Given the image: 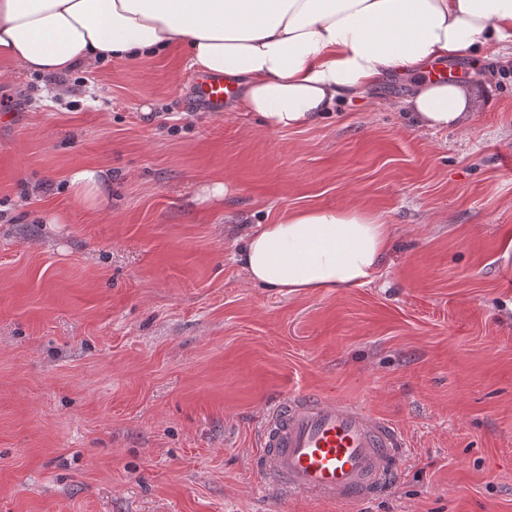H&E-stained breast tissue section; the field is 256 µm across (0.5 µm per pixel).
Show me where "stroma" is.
<instances>
[{
  "label": "stroma",
  "mask_w": 512,
  "mask_h": 512,
  "mask_svg": "<svg viewBox=\"0 0 512 512\" xmlns=\"http://www.w3.org/2000/svg\"><path fill=\"white\" fill-rule=\"evenodd\" d=\"M449 71L479 112L416 127L391 76L312 126L194 104L182 49L0 81V512H512V60ZM112 175L109 206L71 172ZM223 179L218 204L199 186ZM365 207L392 232L377 277L327 294L248 283L256 225ZM64 215L47 224L43 215ZM314 392L395 423L408 452L353 506L263 488L265 406ZM106 175L96 168H81L72 172L69 185L76 200L93 210H101L107 202Z\"/></svg>",
  "instance_id": "1"
}]
</instances>
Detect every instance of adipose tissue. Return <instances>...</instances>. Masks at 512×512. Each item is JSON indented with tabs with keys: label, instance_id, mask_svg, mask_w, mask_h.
<instances>
[{
	"label": "adipose tissue",
	"instance_id": "1",
	"mask_svg": "<svg viewBox=\"0 0 512 512\" xmlns=\"http://www.w3.org/2000/svg\"><path fill=\"white\" fill-rule=\"evenodd\" d=\"M511 38L512 0H0V59L14 67L62 75L179 46L190 67L241 80L240 109L270 129L312 125L392 75L413 80L401 106L417 126L460 127L481 98L424 71ZM69 185L103 209V170ZM389 242L369 209L303 208L259 225L238 261L252 285L329 293L370 282Z\"/></svg>",
	"mask_w": 512,
	"mask_h": 512
}]
</instances>
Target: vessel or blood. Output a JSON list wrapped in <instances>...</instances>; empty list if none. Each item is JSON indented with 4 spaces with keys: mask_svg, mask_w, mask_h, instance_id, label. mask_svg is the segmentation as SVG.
Listing matches in <instances>:
<instances>
[{
    "mask_svg": "<svg viewBox=\"0 0 512 512\" xmlns=\"http://www.w3.org/2000/svg\"><path fill=\"white\" fill-rule=\"evenodd\" d=\"M195 101L223 111L240 87L220 74L193 81ZM257 470L277 490L352 504L376 495L406 455L402 431L365 407L314 393L271 401L257 427Z\"/></svg>",
    "mask_w": 512,
    "mask_h": 512,
    "instance_id": "obj_1",
    "label": "vessel or blood"
}]
</instances>
